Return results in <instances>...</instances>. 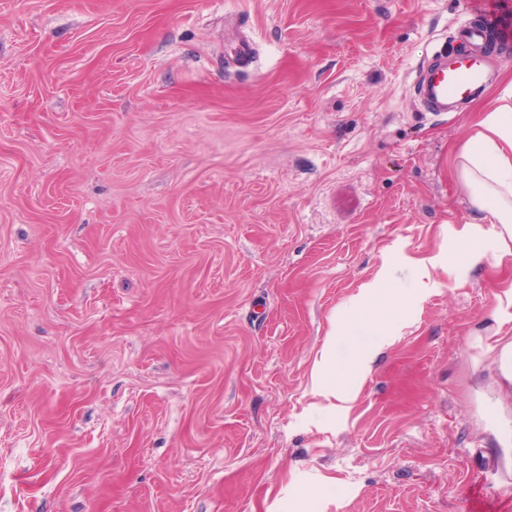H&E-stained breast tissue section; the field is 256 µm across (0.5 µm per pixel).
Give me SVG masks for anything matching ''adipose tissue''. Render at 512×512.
Instances as JSON below:
<instances>
[{"mask_svg":"<svg viewBox=\"0 0 512 512\" xmlns=\"http://www.w3.org/2000/svg\"><path fill=\"white\" fill-rule=\"evenodd\" d=\"M473 128V135L454 153L455 172L472 206L493 226L496 261L512 262V79L506 80L490 105L477 109ZM387 287L381 276L367 284L364 294L347 304L344 326H355L371 318L390 324L403 322L405 307L391 298ZM335 346V339H328L313 368L312 385L314 394L343 402L355 378L369 367L375 355L369 351L359 353L340 378L331 362Z\"/></svg>","mask_w":512,"mask_h":512,"instance_id":"ef3b65f1","label":"adipose tissue"}]
</instances>
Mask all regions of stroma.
Segmentation results:
<instances>
[{
	"label": "stroma",
	"instance_id": "stroma-1",
	"mask_svg": "<svg viewBox=\"0 0 512 512\" xmlns=\"http://www.w3.org/2000/svg\"><path fill=\"white\" fill-rule=\"evenodd\" d=\"M467 0H0V512H492L512 263L455 262ZM432 279H420L421 267ZM385 272L399 328L311 373ZM336 346V326L330 334L326 345L321 352L320 361L315 363L312 371L313 393L324 397L343 402L348 399L349 388L355 378L362 374L364 369L372 363L378 351L360 352L355 356L350 369L342 379L336 378V370L332 367L331 357Z\"/></svg>",
	"mask_w": 512,
	"mask_h": 512
}]
</instances>
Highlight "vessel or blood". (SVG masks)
<instances>
[{"label": "vessel or blood", "mask_w": 512, "mask_h": 512, "mask_svg": "<svg viewBox=\"0 0 512 512\" xmlns=\"http://www.w3.org/2000/svg\"><path fill=\"white\" fill-rule=\"evenodd\" d=\"M470 7L480 16V24L463 26L462 48L445 54L419 76L415 94L424 111H460L492 82L487 69L490 48L512 46V21L496 8L494 0H470Z\"/></svg>", "instance_id": "b4317fda"}]
</instances>
